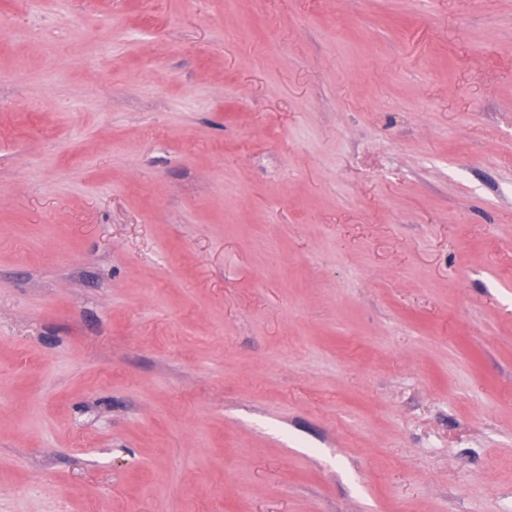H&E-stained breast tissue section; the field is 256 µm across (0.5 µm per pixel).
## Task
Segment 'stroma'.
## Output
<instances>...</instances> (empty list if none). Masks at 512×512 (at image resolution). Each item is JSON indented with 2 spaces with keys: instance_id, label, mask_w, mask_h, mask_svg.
Wrapping results in <instances>:
<instances>
[{
  "instance_id": "1",
  "label": "stroma",
  "mask_w": 512,
  "mask_h": 512,
  "mask_svg": "<svg viewBox=\"0 0 512 512\" xmlns=\"http://www.w3.org/2000/svg\"><path fill=\"white\" fill-rule=\"evenodd\" d=\"M0 512H512V0H0Z\"/></svg>"
}]
</instances>
